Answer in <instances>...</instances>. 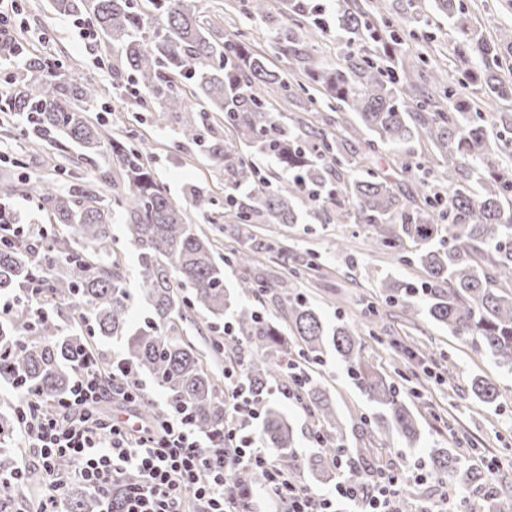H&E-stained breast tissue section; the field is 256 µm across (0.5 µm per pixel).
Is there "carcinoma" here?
<instances>
[{"label":"carcinoma","mask_w":512,"mask_h":512,"mask_svg":"<svg viewBox=\"0 0 512 512\" xmlns=\"http://www.w3.org/2000/svg\"><path fill=\"white\" fill-rule=\"evenodd\" d=\"M188 2L150 0L159 23L147 43L140 35L146 13L137 0H50V6L59 15H88L96 30L120 50L121 70L116 75L129 74L131 93L154 100L164 112H183L191 106L181 89L188 84L199 111L223 115L240 141L275 157L284 176L270 186L234 146L210 139L211 158L237 183L255 186L253 205L237 215L241 223L250 222L249 212L256 210L270 224H294V201L326 196L336 203V223L356 217L372 226L383 247L423 270L427 314L433 321L471 340L512 371V168L505 164L512 157V118H500L502 131L491 139L475 101L476 95L487 92L512 101V81L500 77L503 67L512 64V28L502 26L489 38L470 24L463 0H433V10L450 23L461 74L458 84L472 87V97L462 99L451 83L442 81L439 69L432 75L434 90L415 83L414 71L429 59L418 55L394 62L390 42L398 37L388 22L373 20L380 13L376 0H336V30L356 50L334 65L311 64L306 83L273 69L265 56L238 37L213 39ZM283 2L286 31L277 24L271 0H233L230 8L247 21L267 24L271 39L285 50L304 35L311 39L324 32L322 8L313 0ZM26 69L39 74V88L16 89L5 111L36 114L29 135L59 131L85 154L101 153L108 140L87 109L100 98L99 86L68 78L60 66L49 68L40 56L29 57ZM303 95V113L287 122L271 111V100H299ZM409 100L416 102V109H410ZM321 109L348 112L353 119L336 123L338 136L330 137L314 130L307 118ZM421 134L436 147L439 169L433 168L430 157L403 158L384 172L368 167L347 185L339 184V170L350 163L347 143L362 144L368 160L384 146H406ZM146 158L139 145L112 144V159L129 186L120 211L128 242L138 254L149 314L128 335L132 297L112 247L110 205L83 184L62 190L45 180L37 189L39 200L61 229L0 245V294L16 297L35 289L0 321V381L58 399L69 391L72 371L92 344L124 337L127 360L150 375L168 403L186 405L193 427L220 448L225 416L217 377L181 334L180 324L195 314L219 321L229 312L253 348L247 393L261 395L271 381H287L282 367L293 351L316 362L333 349L379 409L376 418L365 423L367 433L396 434L411 447L417 444L421 433L416 414L394 382L365 365L362 346L350 327L331 326L310 304L290 298L288 321L295 338L290 345L278 325L239 303L244 294L274 288L251 274L254 251L231 255L244 275L238 291L227 288L211 239L198 225L186 222V213L156 182ZM408 173L420 184V207H407L394 188L393 179ZM407 243L414 247L408 255ZM33 298L45 308L44 315L30 310ZM63 309L76 324L68 334L60 332L52 318ZM469 387L481 403L496 404L498 388L490 380L473 375ZM296 388L304 411L320 424V452L299 464L292 424L270 408L261 434L266 447L277 454L280 469L295 479L304 465L324 483L334 480L368 489L372 470L354 450H349L345 468L327 466L340 451L336 440L343 432L325 387L302 372ZM168 411L140 403V414L149 423ZM15 426V413L0 412V441L8 442ZM430 469L468 494L474 512H512V494L490 485L485 469L462 461L453 449L430 455ZM98 508L96 498L83 487L70 488L68 512Z\"/></svg>","instance_id":"1"}]
</instances>
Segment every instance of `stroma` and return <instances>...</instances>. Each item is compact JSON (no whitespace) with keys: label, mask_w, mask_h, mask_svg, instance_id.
<instances>
[{"label":"stroma","mask_w":512,"mask_h":512,"mask_svg":"<svg viewBox=\"0 0 512 512\" xmlns=\"http://www.w3.org/2000/svg\"><path fill=\"white\" fill-rule=\"evenodd\" d=\"M417 2L429 11L430 0ZM193 3L198 15L218 24L226 37L243 33L256 51L265 54L271 67L300 69V62L275 47L264 24L231 20L228 0ZM20 6L16 36L27 43L29 54L53 56L73 79H90L101 87L100 101L89 108L92 121L119 138L125 130H134L136 142L148 149L159 185L186 211L190 223L215 238L219 253L228 256L242 245L257 246L255 273L285 283L290 296L313 303L326 322L353 327L366 361L399 386L402 397L418 413L422 440L412 448L405 439L391 437L380 457L370 458L369 464L402 476L404 512H419L423 505L440 503L450 489L445 481L413 477L417 466L428 465L435 448H450L464 460L491 466L493 482L512 485V372L499 368L469 340L434 323L425 311L423 293L400 300L386 296L382 284L388 279L420 285L424 274L417 266L396 260L372 240L371 227L336 223V208L329 200L305 201L298 222L290 226L266 223L258 213L251 224L233 223L227 217V202L250 204V187L233 186L204 145L182 139L180 121L165 119L159 105L139 103L125 85L117 83L112 73L117 55L111 45L99 37L83 38L74 17L55 14L49 0H21ZM389 18L407 51L431 50L444 71L454 72L455 43L446 18L429 11L427 25L416 31L397 13H390ZM25 128L22 117L0 113V187L9 184L14 188L11 195L0 194V203L15 211L21 223L48 224L35 191L46 179L65 187L82 182L95 185L111 202L127 195L129 188L109 153L87 160L79 149L66 146L63 135L33 138ZM190 184L202 189L206 205L196 206L187 197L185 188ZM112 234L127 286L137 296L131 308L136 319L148 308L138 299L143 291L138 258L127 242L120 217L112 219ZM339 241L345 244L340 251L335 248ZM308 252L316 254L318 271L292 276V269ZM311 370L332 395L347 446L362 447L360 429L375 417L376 408L352 383L335 352H327ZM475 373L496 384L499 399L495 406H484L471 396L467 381ZM263 401L277 405L290 419L298 458L315 455V425L299 405L275 391L264 394Z\"/></svg>","instance_id":"stroma-1"}]
</instances>
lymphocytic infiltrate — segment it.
<instances>
[{
  "label": "lymphocytic infiltrate",
  "instance_id": "obj_1",
  "mask_svg": "<svg viewBox=\"0 0 512 512\" xmlns=\"http://www.w3.org/2000/svg\"><path fill=\"white\" fill-rule=\"evenodd\" d=\"M142 386L135 368L117 360L110 376H102L98 362L87 357L74 369L69 391L58 400L20 390L14 412V444L30 449L34 464L45 477L36 512H60L71 480L77 479L98 495L101 512H251L261 495L273 512H337L336 504L365 500L362 512H401V480L378 468L370 489L346 485L316 492L288 478L272 461L259 436L224 434L220 448L204 446L183 409L158 425H136L131 419L106 415L108 402L135 406ZM72 462L70 471L57 469L59 458ZM242 466L258 475L254 487L234 486L232 476ZM136 483H126L128 472Z\"/></svg>",
  "mask_w": 512,
  "mask_h": 512
}]
</instances>
